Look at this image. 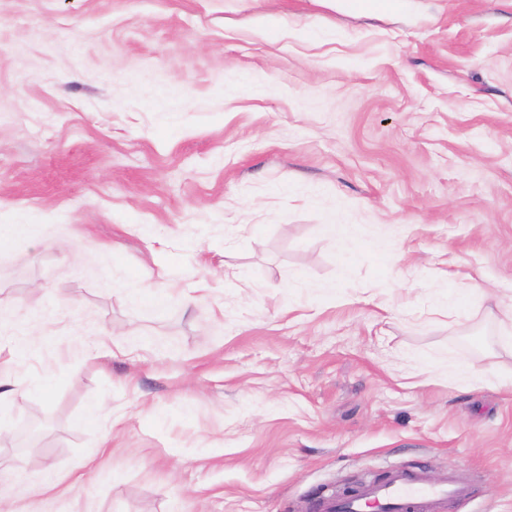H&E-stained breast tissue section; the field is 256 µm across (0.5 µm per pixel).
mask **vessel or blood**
Masks as SVG:
<instances>
[{"label":"vessel or blood","mask_w":512,"mask_h":512,"mask_svg":"<svg viewBox=\"0 0 512 512\" xmlns=\"http://www.w3.org/2000/svg\"><path fill=\"white\" fill-rule=\"evenodd\" d=\"M465 484L430 481L419 472L398 470L369 481L346 496L318 498L315 512H443L448 503L465 499Z\"/></svg>","instance_id":"b4317fda"}]
</instances>
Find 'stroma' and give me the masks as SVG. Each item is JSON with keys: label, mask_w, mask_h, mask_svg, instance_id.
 <instances>
[{"label": "stroma", "mask_w": 512, "mask_h": 512, "mask_svg": "<svg viewBox=\"0 0 512 512\" xmlns=\"http://www.w3.org/2000/svg\"><path fill=\"white\" fill-rule=\"evenodd\" d=\"M14 224V512H309L393 469L512 512V0H0ZM404 0H336V6L373 15L379 11L398 8Z\"/></svg>", "instance_id": "obj_1"}]
</instances>
